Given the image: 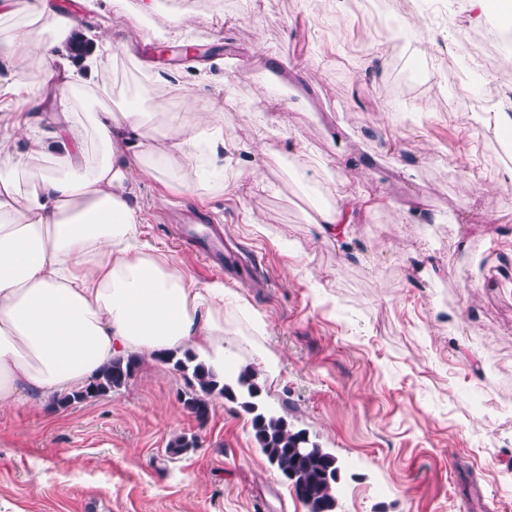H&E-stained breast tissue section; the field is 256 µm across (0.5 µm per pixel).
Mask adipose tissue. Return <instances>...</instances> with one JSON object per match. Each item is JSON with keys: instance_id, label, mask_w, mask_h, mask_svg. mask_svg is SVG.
Instances as JSON below:
<instances>
[{"instance_id": "obj_1", "label": "adipose tissue", "mask_w": 512, "mask_h": 512, "mask_svg": "<svg viewBox=\"0 0 512 512\" xmlns=\"http://www.w3.org/2000/svg\"><path fill=\"white\" fill-rule=\"evenodd\" d=\"M3 15L26 19L1 53L6 91L26 83L36 58L61 92L47 109L23 102L0 126V408L80 388L120 354L191 345L223 369L232 291L197 283L184 260L141 243L132 173L182 171L190 190L188 173L202 166L221 188L232 93L179 120L108 105L74 119L78 90L97 88L65 58L76 20L50 0H0Z\"/></svg>"}]
</instances>
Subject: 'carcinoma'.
I'll return each mask as SVG.
<instances>
[{"label": "carcinoma", "instance_id": "carcinoma-1", "mask_svg": "<svg viewBox=\"0 0 512 512\" xmlns=\"http://www.w3.org/2000/svg\"><path fill=\"white\" fill-rule=\"evenodd\" d=\"M170 360L172 368L187 381L181 395L184 408L201 423L209 418L213 400L237 402L250 416L253 436L268 463L284 477L308 512H335L339 465L334 454L309 442L303 430L267 408L260 372L251 365L218 374L191 349L164 351L155 355ZM142 359L136 354L119 356L104 367L89 383L70 393L52 397L57 408H69L104 398L126 387L138 371ZM192 437L179 434L167 443L169 457L183 455Z\"/></svg>", "mask_w": 512, "mask_h": 512}]
</instances>
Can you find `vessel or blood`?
I'll return each mask as SVG.
<instances>
[{"instance_id": "vessel-or-blood-1", "label": "vessel or blood", "mask_w": 512, "mask_h": 512, "mask_svg": "<svg viewBox=\"0 0 512 512\" xmlns=\"http://www.w3.org/2000/svg\"><path fill=\"white\" fill-rule=\"evenodd\" d=\"M175 234L180 243L201 254L208 265L222 264L231 269H241L248 282L264 277L260 263L239 244L225 239L220 225L208 224L201 227L185 224L177 226Z\"/></svg>"}]
</instances>
